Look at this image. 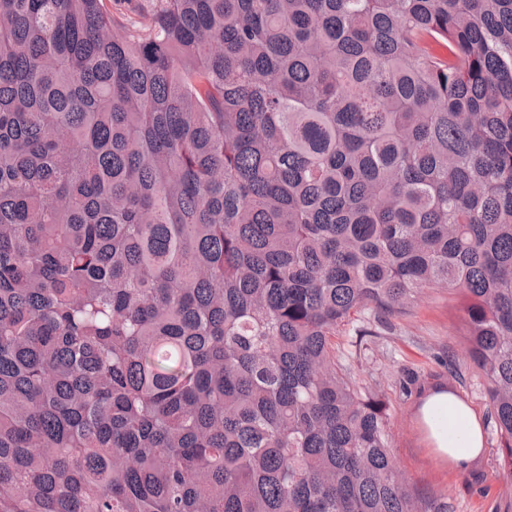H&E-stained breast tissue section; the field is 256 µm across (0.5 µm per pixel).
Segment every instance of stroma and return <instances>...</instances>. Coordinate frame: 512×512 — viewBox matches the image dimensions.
Here are the masks:
<instances>
[{
    "mask_svg": "<svg viewBox=\"0 0 512 512\" xmlns=\"http://www.w3.org/2000/svg\"><path fill=\"white\" fill-rule=\"evenodd\" d=\"M462 298L442 290L426 292L408 314L387 316L385 324L370 323L372 335L360 336L347 327L335 343L346 364L387 401L392 449L409 483L430 499H444L448 512H504L503 459L493 419L489 417L483 381L464 358L461 336ZM414 377L416 391L406 395L400 384ZM450 384L485 419L486 452L468 472L456 473L432 454L416 417L419 391Z\"/></svg>",
    "mask_w": 512,
    "mask_h": 512,
    "instance_id": "1",
    "label": "stroma"
}]
</instances>
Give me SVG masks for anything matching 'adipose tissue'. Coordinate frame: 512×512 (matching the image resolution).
Returning <instances> with one entry per match:
<instances>
[{"mask_svg":"<svg viewBox=\"0 0 512 512\" xmlns=\"http://www.w3.org/2000/svg\"><path fill=\"white\" fill-rule=\"evenodd\" d=\"M436 458L455 470L471 469L484 452L481 418L456 393L435 386L423 396L417 409Z\"/></svg>","mask_w":512,"mask_h":512,"instance_id":"obj_1","label":"adipose tissue"}]
</instances>
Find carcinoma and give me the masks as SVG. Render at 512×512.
Listing matches in <instances>:
<instances>
[{"instance_id": "carcinoma-1", "label": "carcinoma", "mask_w": 512, "mask_h": 512, "mask_svg": "<svg viewBox=\"0 0 512 512\" xmlns=\"http://www.w3.org/2000/svg\"><path fill=\"white\" fill-rule=\"evenodd\" d=\"M0 0V512H448L333 338L469 300L512 498V0Z\"/></svg>"}]
</instances>
